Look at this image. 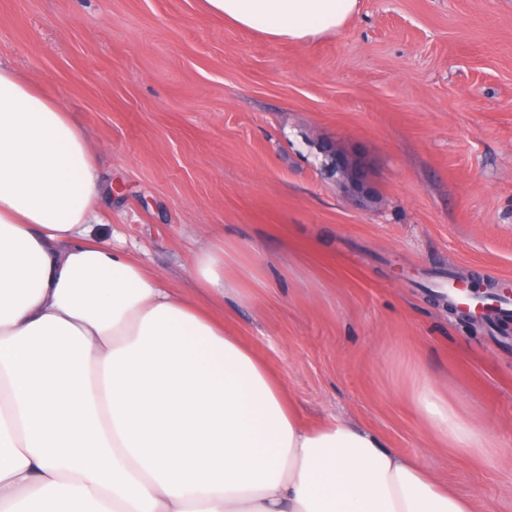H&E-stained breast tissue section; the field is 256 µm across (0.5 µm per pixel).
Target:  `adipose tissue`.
<instances>
[{"label": "adipose tissue", "instance_id": "1", "mask_svg": "<svg viewBox=\"0 0 512 512\" xmlns=\"http://www.w3.org/2000/svg\"><path fill=\"white\" fill-rule=\"evenodd\" d=\"M272 41L341 30L359 0H204ZM88 134L0 63V512H478L477 497L341 419L305 422L219 310L224 242L190 301L94 237L111 218ZM435 448L491 442L428 378Z\"/></svg>", "mask_w": 512, "mask_h": 512}]
</instances>
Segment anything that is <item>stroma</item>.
I'll return each mask as SVG.
<instances>
[{"label":"stroma","mask_w":512,"mask_h":512,"mask_svg":"<svg viewBox=\"0 0 512 512\" xmlns=\"http://www.w3.org/2000/svg\"><path fill=\"white\" fill-rule=\"evenodd\" d=\"M0 58L89 134L112 185L100 241L199 303L192 239L236 243L264 285L224 315L306 420L361 425L512 512V336L465 330L429 294L440 268L512 282V0H361L302 45L201 0H0ZM424 375L490 454L428 447L408 400ZM329 156L331 158L329 166L335 169V175H338V184L349 188L363 199L368 198L370 195L367 186L352 159L336 155V153H331Z\"/></svg>","instance_id":"stroma-1"}]
</instances>
